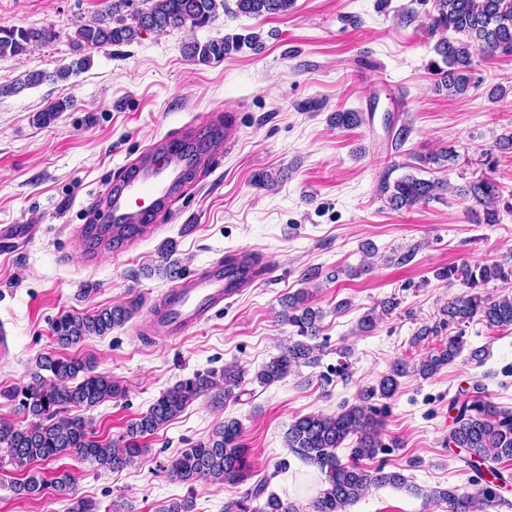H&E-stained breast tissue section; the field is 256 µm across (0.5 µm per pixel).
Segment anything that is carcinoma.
Instances as JSON below:
<instances>
[{
  "label": "carcinoma",
  "mask_w": 512,
  "mask_h": 512,
  "mask_svg": "<svg viewBox=\"0 0 512 512\" xmlns=\"http://www.w3.org/2000/svg\"><path fill=\"white\" fill-rule=\"evenodd\" d=\"M145 8L125 12L130 0H107L105 9L91 24L76 30L75 49L130 43L144 32H170L187 27L204 26L218 19L224 0H142ZM294 0H235L236 15L270 18L285 15ZM431 33H440L434 51L438 59L430 62L437 76L436 87L451 96L465 94L473 84L475 57L492 59L512 56V0H434V13L429 25ZM446 32L462 35L449 39ZM56 38L50 27L0 26V56L17 55L37 44ZM260 35H226L220 40L187 47L188 57L206 64L220 61L231 52L244 48L259 50ZM73 106L72 101H58L38 112L34 121L46 127L59 114ZM460 155L451 148L417 157L418 170L428 171L453 167ZM440 182L407 174L394 183H382L388 203L394 210L411 209L438 198ZM459 195L472 202L469 207L477 224L499 223L500 209L512 210V193L504 199L503 187L483 173L459 189ZM437 277L458 281L470 289L467 294L448 299L441 309L442 318L433 326H424L413 338L418 344L444 330L452 336L437 344L420 359L414 370L430 378L453 362L462 352V327L478 320L489 328L512 327V293L496 297L483 294L478 288L500 281L512 284V256L490 263L466 261L441 269ZM399 305L394 299L370 309L360 318L357 329L369 332L384 315ZM138 298L101 309L93 314L64 315L52 326L54 341L71 347L89 336H104L127 322L138 312ZM283 316L297 328L300 339L288 343L255 373L260 384L269 386L282 380L294 368L316 360V346L309 340L319 336L323 312L311 306L308 291L299 289L282 300ZM408 364L398 361L377 384L360 390L359 403L343 404L334 414L310 413L297 417L288 428L286 443L300 460L316 466L325 475V487L311 502L310 512H347L372 486H401L406 478L379 465L367 468L364 460H372L387 447L382 440L380 410L371 404L375 398L390 399L397 393L399 379L407 374ZM51 373L45 378L42 372ZM247 372L236 365H226L221 380L215 373H196L161 392L147 411L131 420L125 434L116 441L104 442L91 436L87 423L80 417H68L73 407H93L122 393L118 384L107 375L95 372L92 361L78 357L45 355L31 374V381L14 389L11 400L17 409L31 418L24 427L0 420V462L23 471L42 462L48 464L62 456L90 460L99 467L120 471L146 452L141 439L154 434L176 418L193 401L213 393L217 403L239 400ZM455 412L448 431L447 444L464 450L459 460L464 468L475 471L479 487L473 494L462 496L448 489L436 490L433 499L448 505V512H489L501 503L499 483L504 477L496 464L512 460V409L499 407L487 400L484 384L474 382L459 392L450 403ZM241 424L235 418L224 420L211 436L182 449L166 467L167 476L177 482L194 486L217 482L230 485L249 484L238 498L224 502V512H300L292 502H284L269 491L271 481L288 468L282 460L272 472L258 475L248 461L239 438ZM348 446V461H342L336 450ZM74 479L67 471H59L49 480L35 473L14 486L22 496H35L47 489L62 497L72 494Z\"/></svg>",
  "instance_id": "carcinoma-1"
}]
</instances>
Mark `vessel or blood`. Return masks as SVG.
I'll return each instance as SVG.
<instances>
[{
	"label": "vessel or blood",
	"mask_w": 512,
	"mask_h": 512,
	"mask_svg": "<svg viewBox=\"0 0 512 512\" xmlns=\"http://www.w3.org/2000/svg\"><path fill=\"white\" fill-rule=\"evenodd\" d=\"M221 125L217 119L204 130L187 129L148 149L132 164L128 181L105 187L95 197L93 209L99 227L110 236H139L182 189L186 172L199 163L203 155L199 143L218 141ZM253 280L246 260L232 267L215 260L168 288L152 308L151 327L161 336L173 337L200 326Z\"/></svg>",
	"instance_id": "b4317fda"
}]
</instances>
